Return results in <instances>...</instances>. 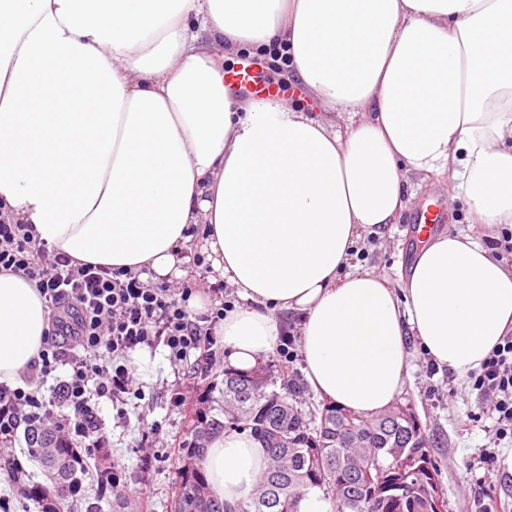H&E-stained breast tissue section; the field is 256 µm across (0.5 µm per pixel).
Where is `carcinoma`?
<instances>
[{
  "label": "carcinoma",
  "instance_id": "carcinoma-1",
  "mask_svg": "<svg viewBox=\"0 0 512 512\" xmlns=\"http://www.w3.org/2000/svg\"><path fill=\"white\" fill-rule=\"evenodd\" d=\"M254 373L224 374V419L192 430L184 449L175 512H298L307 490L330 492L335 512H436L446 507L430 442L415 412L392 406L363 419L334 406L306 420L286 396L261 390ZM244 425L263 442L267 466L250 501L229 503L212 494L201 468L212 435ZM33 457L56 502L78 483L80 465L62 437L43 433Z\"/></svg>",
  "mask_w": 512,
  "mask_h": 512
}]
</instances>
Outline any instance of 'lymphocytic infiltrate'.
I'll return each mask as SVG.
<instances>
[{
    "instance_id": "1",
    "label": "lymphocytic infiltrate",
    "mask_w": 512,
    "mask_h": 512,
    "mask_svg": "<svg viewBox=\"0 0 512 512\" xmlns=\"http://www.w3.org/2000/svg\"><path fill=\"white\" fill-rule=\"evenodd\" d=\"M0 272L34 282L48 311L46 340L39 358L20 375V386L0 383V447L17 432L60 434L80 450L81 461H93L110 490L143 491L146 480L115 465L110 440L98 409L109 400L125 415L129 398H142L130 355L141 347H164L170 362L192 374H204L216 355V326L232 310L223 282L205 291L206 313L189 308L196 284L143 281L139 273L80 263L37 239L30 224L0 220ZM66 375L43 393L52 372ZM472 387L490 398L496 414V441H512V333L468 372Z\"/></svg>"
}]
</instances>
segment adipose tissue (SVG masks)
<instances>
[{
  "mask_svg": "<svg viewBox=\"0 0 512 512\" xmlns=\"http://www.w3.org/2000/svg\"><path fill=\"white\" fill-rule=\"evenodd\" d=\"M276 49L319 111L231 95L225 61ZM433 175L470 223L512 225V0H0V216L156 282L198 249L242 301L218 330L233 370L275 348L283 311L315 394L365 419L400 394L407 335L479 368L512 330L495 250L435 235L399 290L352 265ZM46 320L34 283L0 273V382L37 359ZM266 465L235 430L201 463L232 503Z\"/></svg>",
  "mask_w": 512,
  "mask_h": 512,
  "instance_id": "ef3b65f1",
  "label": "adipose tissue"
}]
</instances>
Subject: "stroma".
I'll return each instance as SVG.
<instances>
[{"label":"stroma","mask_w":512,"mask_h":512,"mask_svg":"<svg viewBox=\"0 0 512 512\" xmlns=\"http://www.w3.org/2000/svg\"><path fill=\"white\" fill-rule=\"evenodd\" d=\"M454 180L447 176L429 178L411 200L418 207L424 198H438L447 221L446 232H473L465 220L464 204L456 199ZM411 224L402 222L360 241L353 251V261L385 275L391 286L401 288L407 276L411 254ZM411 372L396 402L413 409L422 429L432 441L431 454L439 468V480L448 501V512H512V447L500 445L497 459L484 462L481 454L490 444L491 421L466 424L469 412H480L486 399L473 390L468 379L449 378L447 369H431L430 359L417 341L407 345ZM143 363L134 376L145 397L129 405L127 418H117L111 402L100 404L101 415L111 443L112 459L128 472H139L140 449L144 445L138 417L159 421L162 429L153 436L155 446L186 439L193 425L182 409L172 407L170 391L177 382H191L187 372L177 371L164 348L142 349ZM179 473L163 464H155L148 477L150 512H174Z\"/></svg>","instance_id":"stroma-1"}]
</instances>
